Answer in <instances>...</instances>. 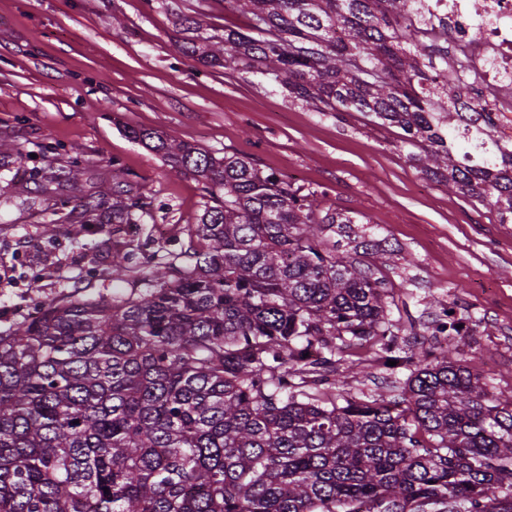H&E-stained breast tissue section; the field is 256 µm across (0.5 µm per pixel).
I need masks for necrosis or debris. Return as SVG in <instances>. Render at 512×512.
Masks as SVG:
<instances>
[{
	"mask_svg": "<svg viewBox=\"0 0 512 512\" xmlns=\"http://www.w3.org/2000/svg\"><path fill=\"white\" fill-rule=\"evenodd\" d=\"M448 21V43L469 67L456 79L471 103L465 119H491L496 138L512 145V0H432Z\"/></svg>",
	"mask_w": 512,
	"mask_h": 512,
	"instance_id": "1",
	"label": "necrosis or debris"
}]
</instances>
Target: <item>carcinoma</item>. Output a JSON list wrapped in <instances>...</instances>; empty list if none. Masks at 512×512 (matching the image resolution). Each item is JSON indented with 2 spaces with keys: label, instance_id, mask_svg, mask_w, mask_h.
<instances>
[{
  "label": "carcinoma",
  "instance_id": "obj_1",
  "mask_svg": "<svg viewBox=\"0 0 512 512\" xmlns=\"http://www.w3.org/2000/svg\"><path fill=\"white\" fill-rule=\"evenodd\" d=\"M426 0H224L245 17L186 57L262 75L289 102L402 131L407 159L512 221V149L460 122L448 22ZM209 203L169 261L112 253L110 300L76 292L0 333V512H512V392L440 343L394 395L343 390L356 342L392 350L395 298L352 218L236 154L139 134ZM59 196L77 171L30 175ZM67 219L139 224L153 201L112 169V202Z\"/></svg>",
  "mask_w": 512,
  "mask_h": 512
}]
</instances>
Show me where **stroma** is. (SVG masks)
Instances as JSON below:
<instances>
[{"label": "stroma", "mask_w": 512, "mask_h": 512, "mask_svg": "<svg viewBox=\"0 0 512 512\" xmlns=\"http://www.w3.org/2000/svg\"><path fill=\"white\" fill-rule=\"evenodd\" d=\"M181 15L197 17L205 36L246 25L219 0H0V140L16 147L0 169V332L39 301L125 293L137 273L112 279L115 249L180 252L208 196L132 136L158 131L294 175L324 208L370 228L396 249L386 276L398 345L435 344V305L454 303L472 316L468 335L453 339L458 353L490 392L512 391V223L416 169L397 128L313 111L261 76L181 55L177 44L195 35ZM75 165L70 197L111 199L120 166L155 200L148 223H69L27 179Z\"/></svg>", "instance_id": "stroma-1"}]
</instances>
